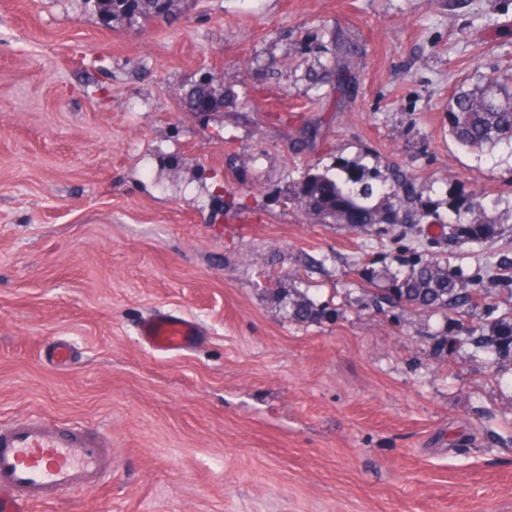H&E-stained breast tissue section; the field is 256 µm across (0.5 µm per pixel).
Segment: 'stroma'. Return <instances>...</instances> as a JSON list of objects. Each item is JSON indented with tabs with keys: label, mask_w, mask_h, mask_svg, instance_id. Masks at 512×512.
Returning <instances> with one entry per match:
<instances>
[{
	"label": "stroma",
	"mask_w": 512,
	"mask_h": 512,
	"mask_svg": "<svg viewBox=\"0 0 512 512\" xmlns=\"http://www.w3.org/2000/svg\"><path fill=\"white\" fill-rule=\"evenodd\" d=\"M356 85H318L338 44ZM512 64V0H181L104 26L91 0H0V422L112 441L102 488L35 512H512V352L377 302L402 247L307 218L310 167L398 162L483 194L512 262V150L448 133V99ZM231 77L223 108L180 92ZM307 298L314 321L287 313ZM198 323L156 354L151 311ZM72 362H52L58 340Z\"/></svg>",
	"instance_id": "stroma-1"
}]
</instances>
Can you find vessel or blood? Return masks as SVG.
<instances>
[{"label":"vessel or blood","mask_w":512,"mask_h":512,"mask_svg":"<svg viewBox=\"0 0 512 512\" xmlns=\"http://www.w3.org/2000/svg\"><path fill=\"white\" fill-rule=\"evenodd\" d=\"M193 319L158 311L138 334L149 349L171 353L193 342ZM109 442L77 423L36 417L0 425V512H31L63 493L98 487L111 468Z\"/></svg>","instance_id":"b4317fda"}]
</instances>
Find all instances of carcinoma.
I'll use <instances>...</instances> for the list:
<instances>
[{
    "label": "carcinoma",
    "mask_w": 512,
    "mask_h": 512,
    "mask_svg": "<svg viewBox=\"0 0 512 512\" xmlns=\"http://www.w3.org/2000/svg\"><path fill=\"white\" fill-rule=\"evenodd\" d=\"M180 0H95L100 12L112 19L144 20L175 12ZM353 80L351 52L340 48L333 68L316 76L322 82L331 74ZM512 70L484 79L472 88L456 89L448 99V131L463 148L491 151L504 144L512 147ZM216 86L195 83L187 89L185 103L190 111L207 106L216 111ZM295 200L309 217L323 224H345L354 230H365L377 224L414 227L436 224L439 233L432 240L439 245L457 242L482 244L500 233V227L485 218L484 199L464 189L450 188L441 200H424L414 182L399 165H391L388 180L377 176L360 161L341 162L336 170L304 174L298 184ZM448 210L443 219L440 209ZM406 271L387 278L379 299L403 302L423 315H449L472 308L484 300V276H466L448 266L443 252H419L408 248L400 257ZM294 317L313 321L319 314L307 299L293 302ZM468 335L479 334L486 344L497 350L512 348V314L478 327L470 326Z\"/></svg>",
    "instance_id": "obj_1"
}]
</instances>
